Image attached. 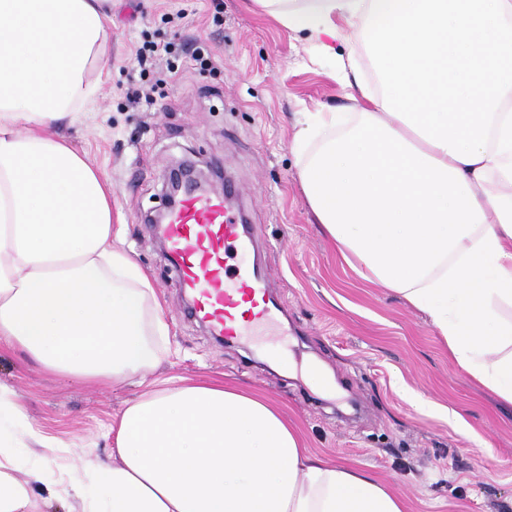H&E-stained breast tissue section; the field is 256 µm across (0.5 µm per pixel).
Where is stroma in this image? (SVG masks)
<instances>
[{"instance_id": "obj_1", "label": "stroma", "mask_w": 512, "mask_h": 512, "mask_svg": "<svg viewBox=\"0 0 512 512\" xmlns=\"http://www.w3.org/2000/svg\"><path fill=\"white\" fill-rule=\"evenodd\" d=\"M184 10L165 24L166 12ZM188 47L180 74L147 76L153 102L133 106L143 33ZM305 33L258 12L253 0H112L106 70H90L98 93L65 135L115 189L112 228L149 277L168 323L154 378L224 381L277 404L318 459L372 473L394 486L407 512H512V404L457 368L427 316L361 278L323 234L299 181L293 150L306 112H349L328 65L309 59ZM191 160L222 166L239 186L267 246L272 299L285 336L224 346L184 314L186 297L163 242L144 217L165 206L167 169ZM10 390L41 446L14 449L13 474L32 470V512H68L72 478L111 461L112 424L145 391L137 378L96 384L42 370L18 349L0 350Z\"/></svg>"}]
</instances>
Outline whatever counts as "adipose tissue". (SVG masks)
Wrapping results in <instances>:
<instances>
[{
  "instance_id": "obj_1",
  "label": "adipose tissue",
  "mask_w": 512,
  "mask_h": 512,
  "mask_svg": "<svg viewBox=\"0 0 512 512\" xmlns=\"http://www.w3.org/2000/svg\"><path fill=\"white\" fill-rule=\"evenodd\" d=\"M100 2L0 0V348L119 383L157 365L167 323L112 242L111 182L61 132L95 96L87 69L106 63ZM254 2L364 101L349 126L322 112L295 134L318 223L512 404V0ZM116 451L119 465L72 483L82 512H406L373 475L312 459L278 409L234 385L148 391ZM12 468L0 453V512H28Z\"/></svg>"
}]
</instances>
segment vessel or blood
<instances>
[{
	"label": "vessel or blood",
	"instance_id": "vessel-or-blood-1",
	"mask_svg": "<svg viewBox=\"0 0 512 512\" xmlns=\"http://www.w3.org/2000/svg\"><path fill=\"white\" fill-rule=\"evenodd\" d=\"M231 192L227 185L187 190L158 228L190 299V316L227 340L279 319L269 297V272L246 261L258 251L259 240L242 213L232 211Z\"/></svg>",
	"mask_w": 512,
	"mask_h": 512
}]
</instances>
